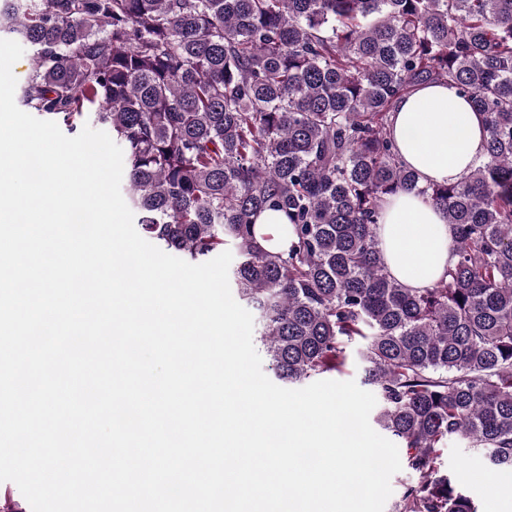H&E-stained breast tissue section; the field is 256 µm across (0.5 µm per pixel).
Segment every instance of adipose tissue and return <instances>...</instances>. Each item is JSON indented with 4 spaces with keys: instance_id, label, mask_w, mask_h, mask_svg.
Listing matches in <instances>:
<instances>
[{
    "instance_id": "obj_1",
    "label": "adipose tissue",
    "mask_w": 512,
    "mask_h": 512,
    "mask_svg": "<svg viewBox=\"0 0 512 512\" xmlns=\"http://www.w3.org/2000/svg\"><path fill=\"white\" fill-rule=\"evenodd\" d=\"M390 128L400 159L424 184L458 182L485 154L483 116L450 84L401 97ZM378 239L389 273L408 288L430 287L455 260L450 224L411 193L387 198Z\"/></svg>"
}]
</instances>
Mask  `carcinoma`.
<instances>
[{"label":"carcinoma","instance_id":"cac0c4a2","mask_svg":"<svg viewBox=\"0 0 512 512\" xmlns=\"http://www.w3.org/2000/svg\"><path fill=\"white\" fill-rule=\"evenodd\" d=\"M30 48L25 111L122 147L142 236L199 262L226 249L276 377L346 366L361 342L375 422L419 481L396 512H478L440 473L452 437L512 470V0H0ZM446 82L482 113L483 160L422 185L390 117ZM452 225L454 265L428 288L387 271V197ZM276 212L288 248L268 250Z\"/></svg>","mask_w":512,"mask_h":512}]
</instances>
